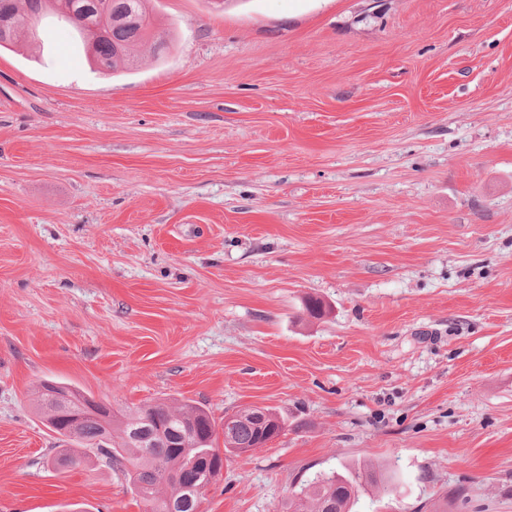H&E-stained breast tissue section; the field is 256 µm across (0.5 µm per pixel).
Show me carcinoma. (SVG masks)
Wrapping results in <instances>:
<instances>
[{
	"label": "carcinoma",
	"mask_w": 512,
	"mask_h": 512,
	"mask_svg": "<svg viewBox=\"0 0 512 512\" xmlns=\"http://www.w3.org/2000/svg\"><path fill=\"white\" fill-rule=\"evenodd\" d=\"M119 2L138 17L137 24H112L106 28L107 36L93 43L80 34L88 44L92 62L104 71L130 69L136 47L148 41L155 54L168 48L167 37L150 33L147 0ZM58 8L54 0H0V17L6 15L21 27L28 18L54 14ZM37 403L52 431L84 445L108 467L124 474L143 512H196V502L189 501V492L174 476L185 470H196L212 479L219 474L210 469L219 453L218 429L202 406L140 404L112 418L108 428L88 421L74 433L55 422L46 394L37 396ZM260 412L265 422L235 427L231 445L224 446L225 453L238 456L249 452L269 433L284 429V421L272 410L263 407ZM390 482V477L371 470L323 473L293 492L279 512H351L361 486L379 484L387 489Z\"/></svg>",
	"instance_id": "carcinoma-1"
}]
</instances>
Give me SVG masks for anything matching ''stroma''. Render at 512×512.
I'll return each mask as SVG.
<instances>
[{"instance_id":"stroma-1","label":"stroma","mask_w":512,"mask_h":512,"mask_svg":"<svg viewBox=\"0 0 512 512\" xmlns=\"http://www.w3.org/2000/svg\"><path fill=\"white\" fill-rule=\"evenodd\" d=\"M148 11L128 71L51 17L0 50V512H141L45 380L276 412L201 512L363 468L354 512H512V0Z\"/></svg>"}]
</instances>
